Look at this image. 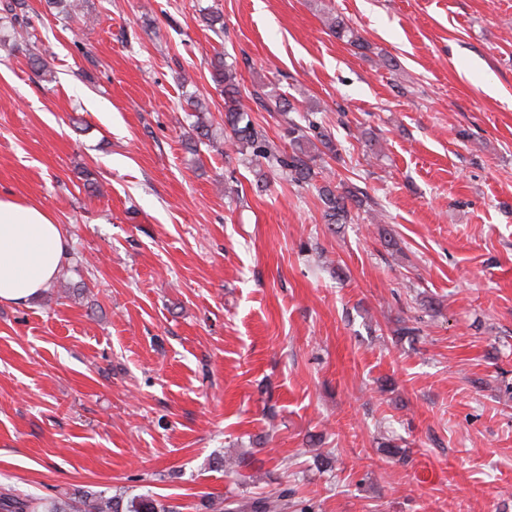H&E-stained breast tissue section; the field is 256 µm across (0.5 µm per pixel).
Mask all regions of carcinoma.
<instances>
[{"label":"carcinoma","instance_id":"1","mask_svg":"<svg viewBox=\"0 0 512 512\" xmlns=\"http://www.w3.org/2000/svg\"><path fill=\"white\" fill-rule=\"evenodd\" d=\"M48 8L60 10L71 22L80 20L81 5L77 0H46ZM26 0H0V13L11 23L26 20ZM326 26L336 38L356 49L366 48L362 38L341 16L327 11ZM12 51L22 54L34 70L49 73L44 59L35 52V46L26 41L12 43ZM210 76L212 82L224 93V146L250 160L265 163L282 179L304 183L317 176V161L324 157H340L335 136L316 119V109L306 107L299 119L287 118L285 136L290 151L281 149L259 130L248 109L240 99L237 62H229L224 54L213 55ZM187 105L194 112L193 130L198 142H214L212 124L207 120L208 105L205 100L190 94ZM324 223L350 224L353 210L362 206V199L354 188L338 186L328 177L317 189ZM299 506L294 492L288 488L269 496L248 497L235 501L213 498L203 507L207 512H289ZM0 512H172L170 507L149 495L131 500L122 507L121 499L104 491L78 490L68 498H43L0 494Z\"/></svg>","mask_w":512,"mask_h":512}]
</instances>
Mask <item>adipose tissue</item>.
Returning <instances> with one entry per match:
<instances>
[{"label":"adipose tissue","instance_id":"obj_1","mask_svg":"<svg viewBox=\"0 0 512 512\" xmlns=\"http://www.w3.org/2000/svg\"><path fill=\"white\" fill-rule=\"evenodd\" d=\"M70 241L51 210L0 195V303L36 299L69 257Z\"/></svg>","mask_w":512,"mask_h":512}]
</instances>
